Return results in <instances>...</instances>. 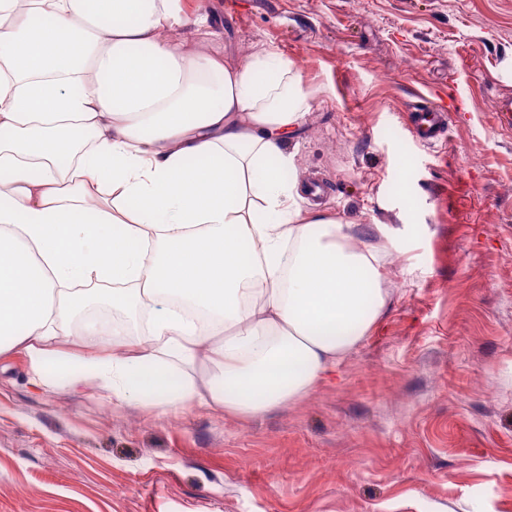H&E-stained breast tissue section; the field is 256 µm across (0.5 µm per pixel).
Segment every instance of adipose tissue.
Returning a JSON list of instances; mask_svg holds the SVG:
<instances>
[{"label":"adipose tissue","mask_w":512,"mask_h":512,"mask_svg":"<svg viewBox=\"0 0 512 512\" xmlns=\"http://www.w3.org/2000/svg\"><path fill=\"white\" fill-rule=\"evenodd\" d=\"M175 2L0 0V339L37 385L80 365L118 405L253 418L310 394L388 298L376 252L297 202L301 73L188 51ZM88 301L146 325L88 319L121 352L59 351Z\"/></svg>","instance_id":"adipose-tissue-1"}]
</instances>
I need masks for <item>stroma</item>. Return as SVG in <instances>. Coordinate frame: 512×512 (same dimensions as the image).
Instances as JSON below:
<instances>
[{
  "instance_id": "stroma-1",
  "label": "stroma",
  "mask_w": 512,
  "mask_h": 512,
  "mask_svg": "<svg viewBox=\"0 0 512 512\" xmlns=\"http://www.w3.org/2000/svg\"><path fill=\"white\" fill-rule=\"evenodd\" d=\"M237 61L303 77L301 206L376 251L388 304L298 402L240 418L118 406L0 354V512H512V0H177ZM449 105L446 146L417 102ZM449 110L438 103L423 101L416 114L411 116L412 132L427 145L446 142Z\"/></svg>"
}]
</instances>
